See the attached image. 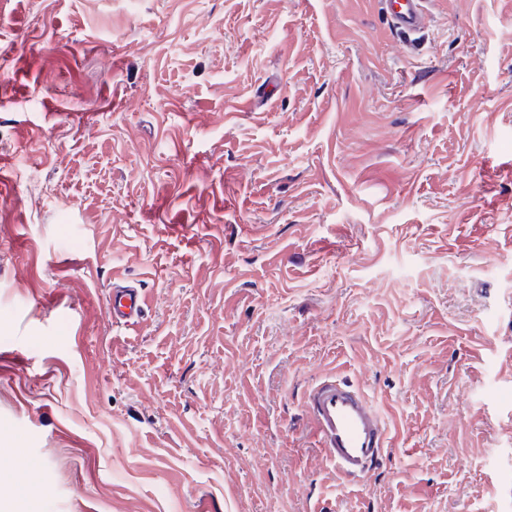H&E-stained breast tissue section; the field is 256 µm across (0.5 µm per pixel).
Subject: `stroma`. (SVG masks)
<instances>
[{
	"label": "stroma",
	"instance_id": "stroma-1",
	"mask_svg": "<svg viewBox=\"0 0 512 512\" xmlns=\"http://www.w3.org/2000/svg\"><path fill=\"white\" fill-rule=\"evenodd\" d=\"M144 289L111 325L107 284ZM0 498L512 512V0H0ZM393 430L361 487L304 395ZM380 3L399 37L411 43L424 33L429 0H380ZM106 307L112 325L134 326L144 316L146 294L141 286L129 284L125 278L115 275L107 294Z\"/></svg>",
	"mask_w": 512,
	"mask_h": 512
}]
</instances>
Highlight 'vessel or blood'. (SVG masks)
<instances>
[{
	"label": "vessel or blood",
	"mask_w": 512,
	"mask_h": 512,
	"mask_svg": "<svg viewBox=\"0 0 512 512\" xmlns=\"http://www.w3.org/2000/svg\"><path fill=\"white\" fill-rule=\"evenodd\" d=\"M395 32L406 41L421 35L429 0H380ZM147 306L142 287L113 276L106 298L112 325L129 327L143 318ZM306 411L323 456L343 481L359 485L381 461L388 427L378 404L365 388L345 377L328 376L312 385Z\"/></svg>",
	"instance_id": "1"
}]
</instances>
